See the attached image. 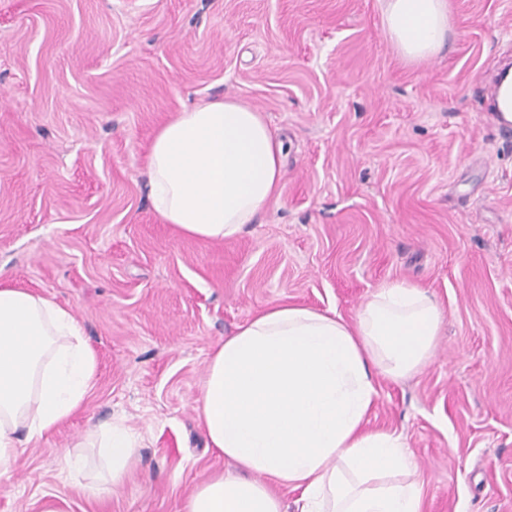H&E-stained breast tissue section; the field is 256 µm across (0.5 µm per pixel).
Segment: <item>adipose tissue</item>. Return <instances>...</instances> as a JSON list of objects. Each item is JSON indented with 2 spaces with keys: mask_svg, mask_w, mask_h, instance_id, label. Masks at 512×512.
<instances>
[{
  "mask_svg": "<svg viewBox=\"0 0 512 512\" xmlns=\"http://www.w3.org/2000/svg\"><path fill=\"white\" fill-rule=\"evenodd\" d=\"M383 25L399 53L422 61L448 31L446 0H386ZM284 144L263 114L237 100L177 113L148 148L153 208L185 236L237 238L277 195ZM440 312L405 282L381 286L355 324L296 305L266 308L211 353L198 399L209 447L234 465L187 497L183 512H285L277 486L298 491L297 512H422V487L405 440L366 427L374 378L424 368ZM95 358L65 307L0 287V470L16 461L19 433L43 436L83 404ZM89 441L113 485L136 439L113 423Z\"/></svg>",
  "mask_w": 512,
  "mask_h": 512,
  "instance_id": "obj_1",
  "label": "adipose tissue"
}]
</instances>
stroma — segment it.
<instances>
[{"instance_id":"1","label":"stroma","mask_w":512,"mask_h":512,"mask_svg":"<svg viewBox=\"0 0 512 512\" xmlns=\"http://www.w3.org/2000/svg\"><path fill=\"white\" fill-rule=\"evenodd\" d=\"M384 0H0V286L71 310L95 358L82 408L0 474V512H182L229 463L195 411L215 346L271 305L354 322L384 283L437 303L435 354L377 376L367 426L402 435L423 512H512V0H448L411 63ZM213 98L263 112L278 196L232 241L182 236L147 147ZM138 437L120 486L86 438ZM80 459L68 467L66 457Z\"/></svg>"}]
</instances>
